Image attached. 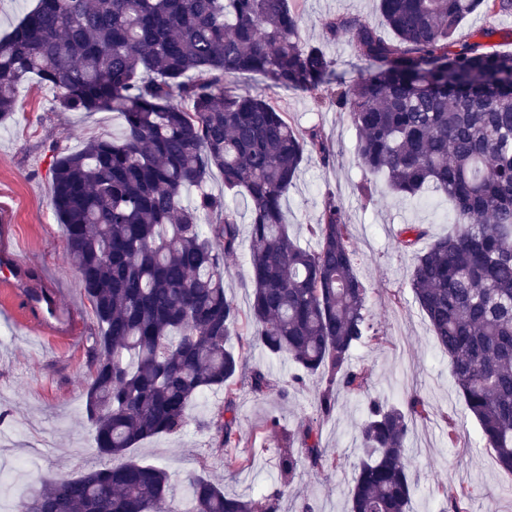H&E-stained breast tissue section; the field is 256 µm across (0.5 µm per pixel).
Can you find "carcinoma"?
<instances>
[{
  "label": "carcinoma",
  "instance_id": "obj_1",
  "mask_svg": "<svg viewBox=\"0 0 512 512\" xmlns=\"http://www.w3.org/2000/svg\"><path fill=\"white\" fill-rule=\"evenodd\" d=\"M377 9L382 28L357 15L322 22L326 40L348 38L368 64L357 80L336 81V109L357 132L367 173L405 198L450 202L452 233L421 248L428 227L405 224L399 245L413 256V298L448 353L464 412L512 474V52L456 38L474 14L512 16V0H378ZM334 74L323 46L305 42L294 0H37L0 39V124L31 75L61 112L123 120L117 140L53 146L50 185L99 327L85 418L97 452L122 462L75 477L44 473L17 512H180L168 471L128 454L180 432L191 403L209 393H224L204 423L220 433L224 470L247 468L251 460L232 452L237 384L246 377L257 394L271 387L268 373L246 369L254 344L320 374L325 414L337 391H366L369 372L352 365V350L385 338L367 315L342 206L325 196L308 225L312 246L283 223L305 155L330 161L327 138L316 126L296 128L261 93L224 87L225 76L246 75L316 96ZM214 172L222 194L206 188ZM188 187L198 193L185 205ZM227 192L243 197L251 216L243 314L224 293L225 258L240 239ZM209 213L216 220L204 226ZM429 415L418 395L404 411L370 403L349 512H409L405 442ZM336 466L313 422L282 434L283 487L302 467ZM189 504V512H274L267 498L226 494L203 475L189 481Z\"/></svg>",
  "mask_w": 512,
  "mask_h": 512
}]
</instances>
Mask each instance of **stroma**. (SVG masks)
Here are the masks:
<instances>
[{"label": "stroma", "mask_w": 512, "mask_h": 512, "mask_svg": "<svg viewBox=\"0 0 512 512\" xmlns=\"http://www.w3.org/2000/svg\"><path fill=\"white\" fill-rule=\"evenodd\" d=\"M303 36L324 42L323 20L355 14L373 25L382 19L375 0H303ZM345 80L364 71L347 38L324 42ZM225 86L239 91L258 90L274 99L298 129L319 126L329 143L330 160L306 157L289 186L283 213L289 232L307 242L306 227L315 223L325 192L341 203L356 247L355 266L368 287V311L375 328L386 338L380 346L361 345L352 363L370 371L368 393L351 397L337 393L330 413H322L319 376L294 383L297 372L287 358H273L253 346L248 364L269 372L275 386L265 395L238 386L236 416L239 450L249 456V468L226 473L215 453V431L205 429L224 397L210 394L189 410V424L175 435L159 436L132 449L133 459L163 466L170 475V494L185 501L189 478L203 474L223 485L225 492L256 497L278 495L277 512H347V488L359 466V427L371 401L399 408L415 394L431 404L428 420L413 425L406 440V458L414 482L412 512H445L443 489L464 487L471 493L470 512H512V475L497 464L493 449L485 446L476 421L464 413L448 362L435 341L430 325L413 299L409 280L412 256L399 243L406 224H424L432 237L448 234L449 204L435 197L429 202L395 194L383 177H374L376 193L362 203L356 186L365 172L356 155V132L345 115L337 112L335 84L323 85L319 95L288 90L238 75L224 78ZM54 93L36 81L20 88L13 118L0 125V205L11 210L13 231L8 242L22 260L35 267L53 288L62 307L76 310L72 334L57 335L26 323L9 294L0 293V495L13 512L18 497L34 487L26 463L35 458L36 473L77 476L104 466L82 416L84 393L90 380L87 350L97 333L92 306L79 286L70 263L66 240L50 203V167L53 146L80 149L94 137L120 138L121 118L112 112H57ZM238 251L226 257L224 288L238 310L248 308L250 237L241 232ZM280 430L293 431L307 419L316 420L319 440L327 453L338 457L336 469L318 474L301 469L291 491L281 489L275 466L277 437L262 431L268 418ZM458 424L457 442H449L446 418Z\"/></svg>", "instance_id": "obj_1"}]
</instances>
